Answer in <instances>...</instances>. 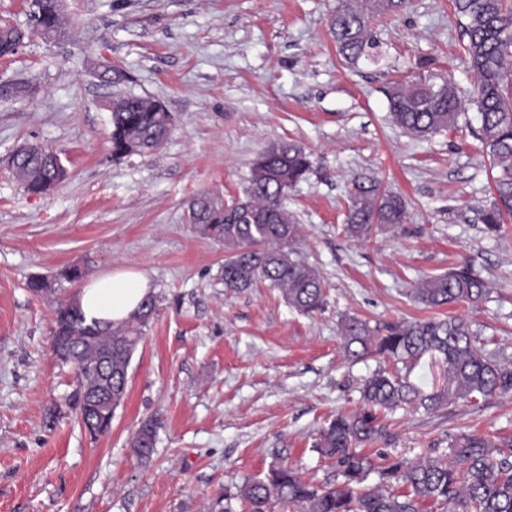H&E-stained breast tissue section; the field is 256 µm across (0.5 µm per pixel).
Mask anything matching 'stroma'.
<instances>
[{
    "label": "stroma",
    "instance_id": "stroma-1",
    "mask_svg": "<svg viewBox=\"0 0 512 512\" xmlns=\"http://www.w3.org/2000/svg\"><path fill=\"white\" fill-rule=\"evenodd\" d=\"M339 0H64L66 38H26L0 57V82L30 95L0 99V512H208L225 488L283 462L329 476L313 443L324 420L356 408L378 366L353 362L342 319L412 321L457 315L487 353L512 360V219L491 234L489 157L473 102L475 77L452 0H406L371 19L378 63L347 64L329 25ZM109 63L119 80L99 76ZM450 76L464 110L428 139L389 111L391 86L421 66ZM149 97L173 116L165 143L112 155L114 96ZM294 141L311 170L284 206L301 229L300 257L324 279L310 315L274 290L224 286L225 249L188 222L199 193L243 195L250 167ZM56 149L67 179L44 194L17 180L13 155ZM406 202L405 224L357 241L342 228L353 177ZM472 262L487 299L445 308L416 302L422 279ZM68 266L87 277L134 269L157 313L129 368L112 427L91 438L72 406L73 365L55 356L47 301L27 281ZM390 441L371 455L447 454L460 432L512 435V393L432 413L387 415ZM153 426L154 451L131 439Z\"/></svg>",
    "mask_w": 512,
    "mask_h": 512
}]
</instances>
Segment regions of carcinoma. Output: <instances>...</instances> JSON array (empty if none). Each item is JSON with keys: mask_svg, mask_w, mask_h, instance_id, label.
Returning <instances> with one entry per match:
<instances>
[{"mask_svg": "<svg viewBox=\"0 0 512 512\" xmlns=\"http://www.w3.org/2000/svg\"><path fill=\"white\" fill-rule=\"evenodd\" d=\"M49 28L43 37L66 34L67 18L59 0H39ZM403 0H343L330 21L336 50L351 65L375 62L377 43L369 30L373 15L395 12ZM455 12L464 19V50L477 79L475 102L493 177L494 202L481 215L492 232L502 230L512 217V9L505 0H454ZM393 121L418 138H429L454 126L463 108L453 84L444 76L423 70L408 84L389 95ZM112 155L126 156L124 147L159 146L169 136L173 118L157 102L137 98L120 104L111 114ZM26 190L49 191L53 178L35 153L13 160ZM311 162L304 148L282 142L261 154L251 168L243 197L226 204L209 193L188 205L189 222L203 236L224 242V287L243 291L265 284L279 291L294 309L313 314L326 302L318 270L302 261L296 250L299 225L282 201L290 188L303 180ZM345 232L356 240L369 238L376 227L407 220L404 199L372 180L356 177L352 183ZM35 294L54 297L53 350L63 363L76 368L74 405L83 429L93 438L107 432L112 414L121 404L128 385V369L155 312L153 298H146L130 318L119 324L89 322L75 298L56 297L58 289L40 278L27 283ZM490 294L485 279L464 262L448 272L429 276L412 289L413 298L426 307L477 303ZM339 335L345 356L363 360L378 356L392 368L380 367L362 381L360 405L338 412L317 434L313 448L330 461L332 477L317 484L281 462L259 478H248L235 489H226L211 503L210 512H423L425 504L445 505L448 512H512V436L488 437L476 431L461 433L450 442L449 452L427 460L395 458L380 465L362 448L386 437L383 419L404 407L436 411L459 400L486 399L512 391V363L486 355L477 338L460 317L428 318L410 322L370 324L348 317ZM426 355L441 361L446 370L443 389L424 392L410 382L414 366ZM97 401L101 409L86 407ZM155 431L142 426L133 441L141 459L151 456ZM378 483L368 485L371 473Z\"/></svg>", "mask_w": 512, "mask_h": 512, "instance_id": "1", "label": "carcinoma"}]
</instances>
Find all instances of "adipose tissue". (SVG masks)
<instances>
[{
    "instance_id": "adipose-tissue-1",
    "label": "adipose tissue",
    "mask_w": 512,
    "mask_h": 512,
    "mask_svg": "<svg viewBox=\"0 0 512 512\" xmlns=\"http://www.w3.org/2000/svg\"><path fill=\"white\" fill-rule=\"evenodd\" d=\"M151 294L149 279L135 271L99 275L81 285L76 299L87 318L112 324L124 322Z\"/></svg>"
}]
</instances>
